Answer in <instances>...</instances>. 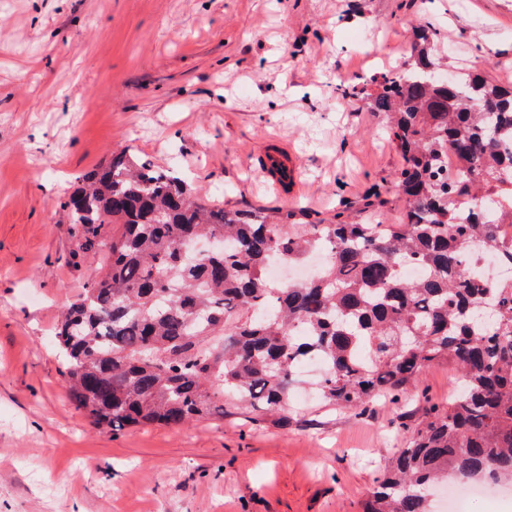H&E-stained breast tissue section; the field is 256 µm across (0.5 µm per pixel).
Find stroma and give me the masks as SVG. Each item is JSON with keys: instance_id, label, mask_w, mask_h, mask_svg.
<instances>
[{"instance_id": "1", "label": "stroma", "mask_w": 512, "mask_h": 512, "mask_svg": "<svg viewBox=\"0 0 512 512\" xmlns=\"http://www.w3.org/2000/svg\"><path fill=\"white\" fill-rule=\"evenodd\" d=\"M420 20L446 72L512 85V0H0V512H359L407 407L446 402L458 371L360 416L299 383L285 426L229 400L181 427L99 426L68 397L54 327L104 256L79 250L64 203L127 151L228 208L401 223V158L368 101ZM279 147L285 194L261 168Z\"/></svg>"}]
</instances>
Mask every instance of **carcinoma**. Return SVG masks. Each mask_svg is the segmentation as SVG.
<instances>
[{"label":"carcinoma","mask_w":512,"mask_h":512,"mask_svg":"<svg viewBox=\"0 0 512 512\" xmlns=\"http://www.w3.org/2000/svg\"><path fill=\"white\" fill-rule=\"evenodd\" d=\"M410 56L369 108L389 117L402 163L399 224H331L295 212L226 208L176 170L120 152L82 176L64 207L106 270L55 329L72 402L113 430L184 426L235 397L288 423L298 362L318 355L328 406L362 414L397 404L426 369L451 364L462 388L415 420L360 512H428L427 489L453 475L512 477V282L470 266L487 246L512 265V88L470 74L443 84L441 34L415 28ZM454 171L443 175L448 158ZM118 224L120 231L106 227ZM328 254L317 277L282 286L276 258ZM418 266L421 278L405 270Z\"/></svg>","instance_id":"cac0c4a2"}]
</instances>
